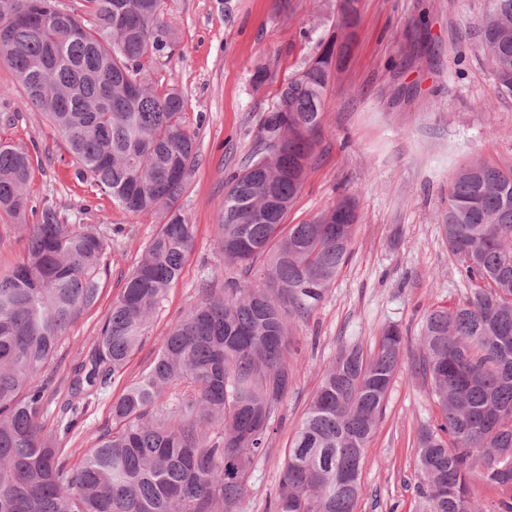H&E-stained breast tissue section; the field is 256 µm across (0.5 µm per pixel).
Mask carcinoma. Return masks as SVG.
I'll return each instance as SVG.
<instances>
[{
	"instance_id": "obj_1",
	"label": "carcinoma",
	"mask_w": 512,
	"mask_h": 512,
	"mask_svg": "<svg viewBox=\"0 0 512 512\" xmlns=\"http://www.w3.org/2000/svg\"><path fill=\"white\" fill-rule=\"evenodd\" d=\"M162 4L84 0L80 16L56 11V0H0V21L16 18L0 24V54L66 138L80 174L118 208L162 219L59 398L47 368L68 325L98 299L108 242L65 223L52 201L31 205L30 155L0 140V216L27 238L25 256L0 276V512H238L294 378L290 323L319 305L350 257L351 200L286 223L324 96L350 49L343 34L319 42L281 86L258 144L226 184L218 254L248 279L203 289L148 370L113 401L115 426L79 465L63 456L62 442L122 375L193 246L181 205L197 160L186 101L175 85L144 77L173 41ZM479 40L499 93L512 97V0H488ZM443 232L471 288L424 318L421 372L442 415L417 436L429 512H484L469 485L476 466L508 494L490 512H512V168L459 169ZM404 355L395 325L371 353L339 349L288 448L274 512H353L365 449ZM178 382L191 392L158 405Z\"/></svg>"
}]
</instances>
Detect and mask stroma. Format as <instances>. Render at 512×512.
<instances>
[{
    "label": "stroma",
    "mask_w": 512,
    "mask_h": 512,
    "mask_svg": "<svg viewBox=\"0 0 512 512\" xmlns=\"http://www.w3.org/2000/svg\"><path fill=\"white\" fill-rule=\"evenodd\" d=\"M484 3L360 0L350 52L326 93L314 153L287 217L299 224L350 198L358 215L351 257L318 308L292 327L296 378L239 512H271L285 452L325 369L342 346L373 350L389 325L400 328L407 351L366 450L354 512H429L417 434L441 415L415 363L425 314L469 291L442 230L448 183L477 159L512 166V97L498 94L493 65L478 46ZM163 7L175 43L154 58L147 78L176 85L187 102L198 161L181 204L195 226L194 245L122 376L65 441L74 464L111 427L113 401L152 364L201 288L234 278L218 259L215 237L225 183L244 167L282 84L338 19L337 0H291L286 10L280 0H164ZM1 113L15 121L0 123V139L32 157L33 203L56 201L67 223L95 228L110 245L99 298L71 325L49 367L61 385L99 336L160 219L125 212L77 178L65 138L27 103L0 55Z\"/></svg>",
    "instance_id": "35a3bbf8"
}]
</instances>
